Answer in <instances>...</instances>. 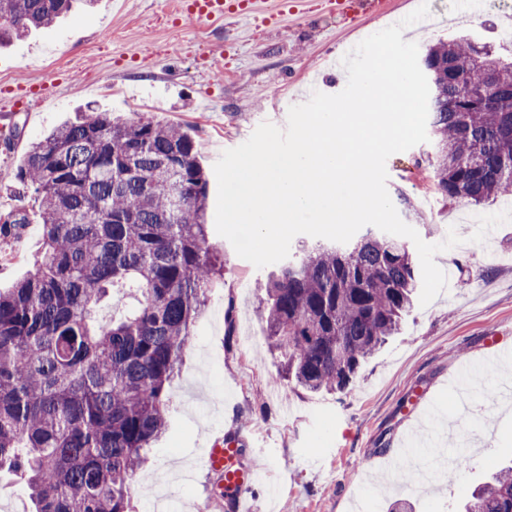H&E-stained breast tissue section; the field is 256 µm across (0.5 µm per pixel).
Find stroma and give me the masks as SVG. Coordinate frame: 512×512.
<instances>
[{"instance_id":"35a3bbf8","label":"stroma","mask_w":512,"mask_h":512,"mask_svg":"<svg viewBox=\"0 0 512 512\" xmlns=\"http://www.w3.org/2000/svg\"><path fill=\"white\" fill-rule=\"evenodd\" d=\"M352 10L287 12L282 0H259L245 18L197 21L174 0H95L52 26L0 46V212L23 208L29 224L0 237V289L32 270L42 229L37 205L17 180L31 143L77 119L84 108L128 120L146 114L193 135L206 171L223 151L245 142L262 122L278 123L312 91L336 94L347 83L335 61L364 38L410 14L419 0H354ZM430 15L403 40L426 46L469 37L493 48L512 45V0H486L483 13L460 12L459 0H429ZM431 143L390 156V197L405 194L402 220L435 244L449 229L464 238L476 216L512 208V196L479 206L443 197L431 167ZM209 244L224 257L192 327L161 437L130 487L133 512H153L157 491L180 512H224L216 479L201 464L209 441L239 432L245 463L257 470L259 512H387L403 495L401 475L381 465L379 449L402 435L431 436L422 408L447 403L460 363H481L488 338L512 343V222L495 238L461 244L435 257L454 282L428 306L413 303L400 330L366 362L343 393H311L282 375L257 309L260 282L279 264L256 268L215 226ZM459 443L477 437L467 469L432 492L411 495L414 512H458L471 491L512 463V406L489 412L475 401Z\"/></svg>"}]
</instances>
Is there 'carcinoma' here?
Returning a JSON list of instances; mask_svg holds the SVG:
<instances>
[{
    "mask_svg": "<svg viewBox=\"0 0 512 512\" xmlns=\"http://www.w3.org/2000/svg\"><path fill=\"white\" fill-rule=\"evenodd\" d=\"M75 0H0V45L52 25ZM434 178L444 197L512 194V57L468 39L422 59ZM42 224L35 269L0 290V470L34 512H130L129 490L166 426L167 387L207 293L224 278L209 245L208 175L191 133L90 108L30 145L17 172ZM29 223L0 213V234ZM137 305L98 308L117 285ZM418 286L400 239L366 232L286 262L258 297L288 377L344 391L397 330ZM462 512H512V465Z\"/></svg>",
    "mask_w": 512,
    "mask_h": 512,
    "instance_id": "cac0c4a2",
    "label": "carcinoma"
}]
</instances>
